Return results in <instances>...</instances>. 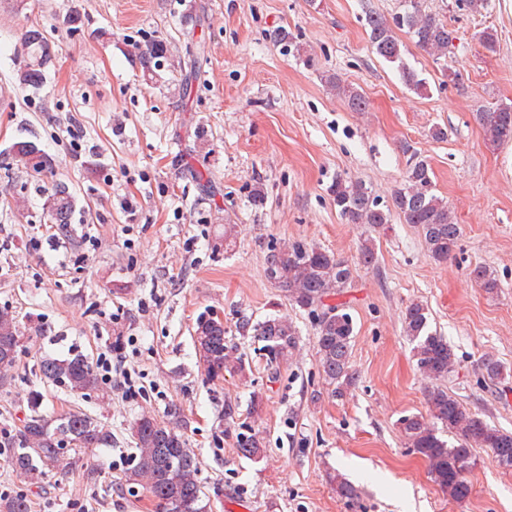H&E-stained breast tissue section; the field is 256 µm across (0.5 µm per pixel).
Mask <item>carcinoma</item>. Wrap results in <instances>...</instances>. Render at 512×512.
<instances>
[{
  "instance_id": "obj_1",
  "label": "carcinoma",
  "mask_w": 512,
  "mask_h": 512,
  "mask_svg": "<svg viewBox=\"0 0 512 512\" xmlns=\"http://www.w3.org/2000/svg\"><path fill=\"white\" fill-rule=\"evenodd\" d=\"M369 43L373 53L390 63L399 64L404 84L415 93L426 90L425 81L405 66L401 43L396 31L406 29L416 45L439 60L448 59L455 39L448 23L422 12L419 0H405L404 9L391 18L372 10L366 11ZM25 61L17 71L20 85L40 89L52 63L51 44L43 30L31 27L23 42ZM169 51L162 39H148L135 44L134 60L143 77L158 80L157 68ZM328 82L336 87L352 112H364L368 102L357 90L344 86L332 75ZM487 144L498 146L512 141V105L475 113ZM12 161L36 174L52 169V159L31 140H19L8 149ZM431 169L426 161L412 156L403 182L392 194V206H383L372 190L359 180L342 176L330 184L328 194L340 216L350 224H367L382 228L397 212L405 223L416 226L433 259H448L458 247L460 225L454 213L433 192ZM77 205L69 187L54 185L46 206L47 223L64 231ZM268 273L275 287L293 304L312 314L316 329V349L325 381L332 386L331 396L341 397L355 385L356 372L351 364L353 321L338 305L325 303L333 292L351 287V266L334 253L307 242L296 240L284 252L274 250L267 258ZM470 276L488 295L498 293L500 283L492 271L476 266ZM236 331L262 343L267 365L272 367L288 360L297 348L299 329L286 318L270 315L261 321L242 316ZM403 332L414 344L417 367L434 380L446 378L454 369L456 354L448 337L431 330L429 311L421 302L406 306ZM22 333L15 318L0 311V370L12 368L21 348ZM194 343L199 356L207 360L205 374L219 379L224 372H242L245 363L227 345L224 322L209 317L194 327ZM44 383L63 385L71 392L87 397L98 390V378L89 358L82 353L66 358L45 355L38 363ZM40 394L31 397L30 413L23 424L22 439L9 447L8 458L13 470L23 476L43 475L69 470L77 455L93 448L112 447V432L80 407L49 416L40 410ZM400 429L408 445L429 463L433 482L454 501L471 493L467 479L457 464L471 461L472 450L487 448L496 463L512 468V432L490 424L467 409L448 389L436 386L428 392L427 414H413L400 420ZM453 434L456 441L446 439ZM135 452L130 457L129 478L145 488L155 502V512H207L205 493L198 481L199 461L186 441L174 428L162 425L151 416L136 419L132 427ZM336 493L347 500L357 497V489L340 473L329 475Z\"/></svg>"
}]
</instances>
